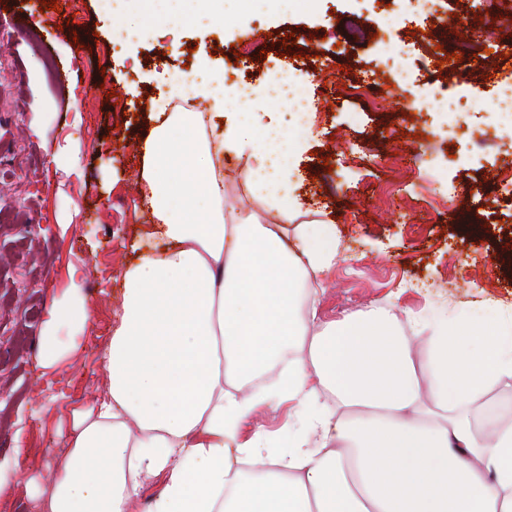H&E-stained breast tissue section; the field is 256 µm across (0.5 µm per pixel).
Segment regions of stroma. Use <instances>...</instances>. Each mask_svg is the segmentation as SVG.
Wrapping results in <instances>:
<instances>
[{
  "mask_svg": "<svg viewBox=\"0 0 512 512\" xmlns=\"http://www.w3.org/2000/svg\"><path fill=\"white\" fill-rule=\"evenodd\" d=\"M52 20L24 0H0V459L22 444L12 481L0 489V512H31V483L52 486L67 450L58 437L72 412L104 390L100 354L121 310L130 248L151 223L142 181V138L151 110L170 96L183 66L257 84L285 72L314 98L310 131L295 159L301 207L287 225L332 224L336 263L316 275L321 321L387 308L404 332L432 307L461 310L491 303L512 310V195L496 173L512 158V124L476 112L456 137L445 115L413 103L432 91L464 88L491 98L512 82V15L468 10L457 39L476 41L480 67L440 63L438 20L409 0H290L240 15L222 30L190 22L176 31L154 22L155 0H128L113 19L103 0H58ZM361 17L384 28L410 67L406 89L385 83L379 43L346 41ZM141 28L132 45L113 46L117 25ZM295 39L285 53L284 35ZM338 80L319 90L313 76ZM488 135L494 146L478 151ZM76 155H65L69 146ZM332 172H325V165ZM248 159L225 158L226 216L261 211L245 187ZM483 182V194L468 190ZM477 224L481 243L463 233ZM80 283L93 316L75 349L50 371L37 364L39 336L52 301Z\"/></svg>",
  "mask_w": 512,
  "mask_h": 512,
  "instance_id": "35a3bbf8",
  "label": "stroma"
}]
</instances>
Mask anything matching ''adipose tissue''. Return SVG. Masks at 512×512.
Masks as SVG:
<instances>
[{"label":"adipose tissue","mask_w":512,"mask_h":512,"mask_svg":"<svg viewBox=\"0 0 512 512\" xmlns=\"http://www.w3.org/2000/svg\"><path fill=\"white\" fill-rule=\"evenodd\" d=\"M175 93L228 120L155 104L141 192L145 236L166 247L126 274L101 355L109 393L75 411L53 488L31 489L41 512H135L143 479L161 474L150 512H512V420L468 416L512 378V314L439 308L407 334L375 307L317 326L311 276L334 264L336 239L326 223L303 225L293 246L283 236L300 140L253 112L287 91L205 70ZM243 155L256 161L249 193L277 223L226 219L220 160ZM88 320L72 283L49 311L39 367L65 356L60 327L80 336ZM279 364L274 388L252 386ZM285 401L297 426L283 443L258 417Z\"/></svg>","instance_id":"1"}]
</instances>
